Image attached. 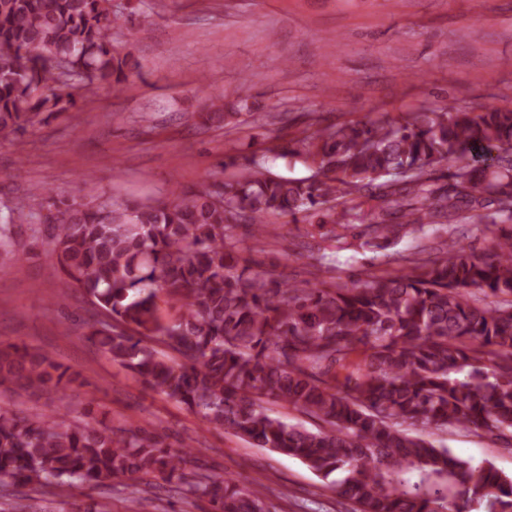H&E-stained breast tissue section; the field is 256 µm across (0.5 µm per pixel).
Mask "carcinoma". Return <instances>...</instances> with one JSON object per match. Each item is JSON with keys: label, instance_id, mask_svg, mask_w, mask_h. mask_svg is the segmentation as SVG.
<instances>
[{"label": "carcinoma", "instance_id": "carcinoma-1", "mask_svg": "<svg viewBox=\"0 0 512 512\" xmlns=\"http://www.w3.org/2000/svg\"><path fill=\"white\" fill-rule=\"evenodd\" d=\"M138 14L113 0H0V137L51 117L75 122L102 83L121 88L128 56L112 29ZM239 102L212 101L204 121L236 126ZM303 149L319 174L290 179L254 158L227 156L230 175L208 187L178 186L158 204L110 199L40 202L55 268L89 308L86 338L112 363L206 424L257 448L301 461L353 505V512H512V476L425 439L460 428L512 434V109L419 107L374 121L327 126L267 150ZM488 151L481 171L468 155ZM455 162L448 190L433 174ZM366 244L427 236L448 224H478L492 251L478 255L446 240L435 259L388 255L409 271H367L345 285L313 287L254 269L236 238L242 220L273 237L270 218L339 224L379 178ZM415 202L394 223L401 192ZM35 215L10 210L0 250ZM179 305L164 323L160 295ZM495 298L497 304L488 302ZM364 355L358 375L339 382L336 366ZM49 356L0 344V390L36 394L74 381ZM299 410L324 424L314 432L271 413ZM163 427L116 429L101 419L29 418L0 404V488L66 496L74 481L178 485L212 512H269L262 485L196 473L190 443L173 445Z\"/></svg>", "mask_w": 512, "mask_h": 512}]
</instances>
